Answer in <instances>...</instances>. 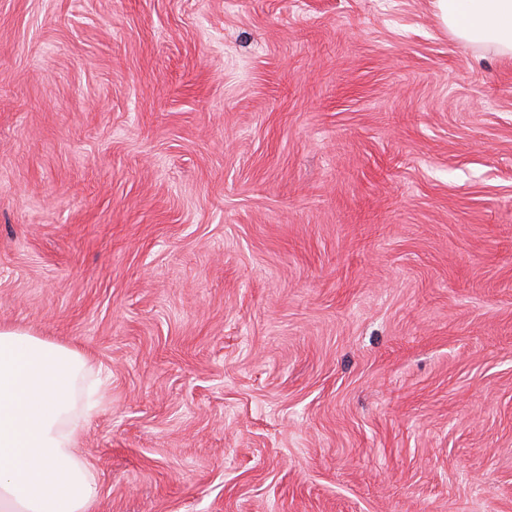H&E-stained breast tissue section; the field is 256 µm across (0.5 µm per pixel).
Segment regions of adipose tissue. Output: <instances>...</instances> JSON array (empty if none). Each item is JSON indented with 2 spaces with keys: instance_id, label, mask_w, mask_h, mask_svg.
Here are the masks:
<instances>
[{
  "instance_id": "obj_1",
  "label": "adipose tissue",
  "mask_w": 512,
  "mask_h": 512,
  "mask_svg": "<svg viewBox=\"0 0 512 512\" xmlns=\"http://www.w3.org/2000/svg\"><path fill=\"white\" fill-rule=\"evenodd\" d=\"M459 40L512 57V0H433ZM74 348L0 326V512H95L96 481L78 454L94 400L79 401Z\"/></svg>"
}]
</instances>
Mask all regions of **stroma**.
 I'll return each instance as SVG.
<instances>
[{
    "label": "stroma",
    "mask_w": 512,
    "mask_h": 512,
    "mask_svg": "<svg viewBox=\"0 0 512 512\" xmlns=\"http://www.w3.org/2000/svg\"><path fill=\"white\" fill-rule=\"evenodd\" d=\"M0 325L104 373L97 512H512V59L433 0H0Z\"/></svg>",
    "instance_id": "stroma-1"
}]
</instances>
